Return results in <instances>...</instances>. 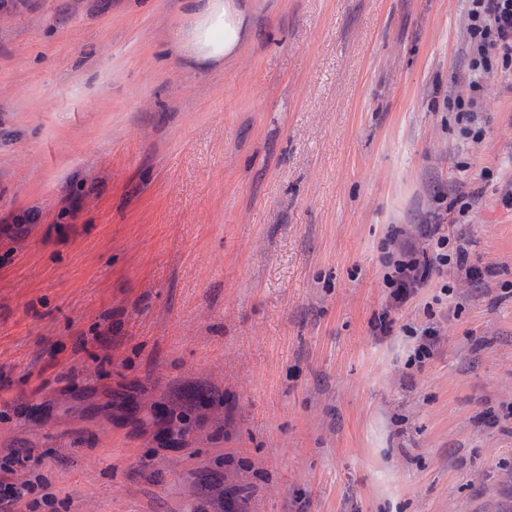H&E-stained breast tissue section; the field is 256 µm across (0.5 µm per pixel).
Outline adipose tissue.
Segmentation results:
<instances>
[{
	"instance_id": "adipose-tissue-1",
	"label": "adipose tissue",
	"mask_w": 512,
	"mask_h": 512,
	"mask_svg": "<svg viewBox=\"0 0 512 512\" xmlns=\"http://www.w3.org/2000/svg\"><path fill=\"white\" fill-rule=\"evenodd\" d=\"M187 22L174 29V42L195 67L207 69L231 56L252 31L245 0H186Z\"/></svg>"
}]
</instances>
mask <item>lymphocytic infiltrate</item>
Instances as JSON below:
<instances>
[{
  "instance_id": "f902f5d3",
  "label": "lymphocytic infiltrate",
  "mask_w": 512,
  "mask_h": 512,
  "mask_svg": "<svg viewBox=\"0 0 512 512\" xmlns=\"http://www.w3.org/2000/svg\"><path fill=\"white\" fill-rule=\"evenodd\" d=\"M466 84H453L448 92V120L461 137L474 142L485 135L480 102L486 80L512 77V0H466ZM473 203L456 196L446 209L436 210L432 221L418 225L416 233L392 229L382 245L380 263L388 289L378 330L389 335L393 329L389 311L414 300L421 289L441 279V293H449L444 276L466 274V250L453 244L452 225L464 223ZM34 457L31 449H8L0 456V512H38L40 507H70V499H57L48 480L40 475L26 478Z\"/></svg>"
}]
</instances>
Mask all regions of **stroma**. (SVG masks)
<instances>
[{
	"label": "stroma",
	"mask_w": 512,
	"mask_h": 512,
	"mask_svg": "<svg viewBox=\"0 0 512 512\" xmlns=\"http://www.w3.org/2000/svg\"><path fill=\"white\" fill-rule=\"evenodd\" d=\"M248 2L200 71L184 0H0V449L70 512H512V90L449 129L464 0ZM454 189L480 282L376 334L383 238ZM407 331L411 333L410 336H417V344L414 347L413 354L410 356V363L422 366L424 360L429 359L439 342V331L434 326H426L421 329L410 328ZM170 411L175 414L176 422L184 432H189L194 424L198 423L199 416L192 420L189 411L197 410L196 401L193 395L187 396L183 393H174L169 396Z\"/></svg>",
	"instance_id": "35a3bbf8"
}]
</instances>
